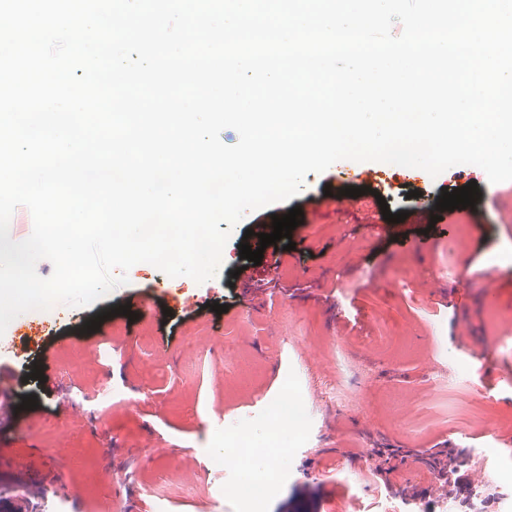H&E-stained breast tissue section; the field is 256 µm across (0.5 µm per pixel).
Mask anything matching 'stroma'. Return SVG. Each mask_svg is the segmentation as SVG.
Instances as JSON below:
<instances>
[{"label": "stroma", "instance_id": "1", "mask_svg": "<svg viewBox=\"0 0 512 512\" xmlns=\"http://www.w3.org/2000/svg\"><path fill=\"white\" fill-rule=\"evenodd\" d=\"M471 181L480 197L466 211H443L427 232L411 218L416 202L435 207ZM341 186L366 194L297 226L293 250L273 244L255 283L235 277L253 223ZM386 209L405 220L369 231ZM492 274L512 276V181L489 182L471 164L434 177L341 160L307 174L297 196L232 228L205 282L139 263L90 306L10 322L0 512H238L256 495L265 512H383L404 501V482L437 481L449 457L472 471L473 449L512 447V428L458 412L465 398L512 412V288ZM131 293L153 318L118 314ZM31 322L39 335L28 336ZM488 341L496 361L481 374ZM38 353L44 386L22 367ZM32 396L36 407L22 408ZM365 451L369 475L351 487L337 468Z\"/></svg>", "mask_w": 512, "mask_h": 512}]
</instances>
